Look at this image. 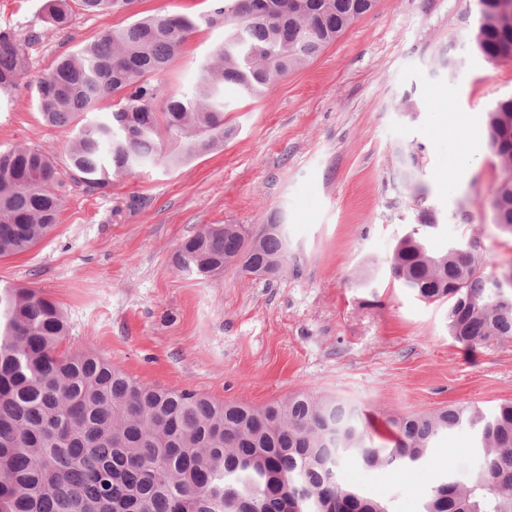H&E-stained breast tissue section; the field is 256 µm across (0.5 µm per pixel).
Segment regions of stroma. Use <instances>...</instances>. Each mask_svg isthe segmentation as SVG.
<instances>
[{
    "instance_id": "obj_1",
    "label": "stroma",
    "mask_w": 512,
    "mask_h": 512,
    "mask_svg": "<svg viewBox=\"0 0 512 512\" xmlns=\"http://www.w3.org/2000/svg\"><path fill=\"white\" fill-rule=\"evenodd\" d=\"M43 2L0 0V31L27 58L17 86L0 94V149L51 153L63 204L49 236L0 258V281L60 306L71 325L63 350L95 351L138 382L215 401L341 398L378 426V446L388 443V418L512 400V340L456 343L447 303L419 299L386 263L425 206L438 222L431 252L473 239L487 276L512 267V235L493 222L501 168L485 133L487 113L512 95V61L472 52L463 17L475 0H377L265 94L225 86L222 150L115 177L102 192L75 181L66 135L44 123L36 90L59 56L129 15L78 12L59 31L44 22ZM223 41V27L200 26L157 76L164 94H189ZM446 52L463 65L441 67ZM407 146L419 155L420 204L399 176ZM206 224L287 225V272L270 281L232 268L206 279L181 272L177 246ZM481 463L462 427L419 468L350 460L341 477L392 512H423L433 486L466 484Z\"/></svg>"
}]
</instances>
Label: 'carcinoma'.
<instances>
[{"mask_svg": "<svg viewBox=\"0 0 512 512\" xmlns=\"http://www.w3.org/2000/svg\"><path fill=\"white\" fill-rule=\"evenodd\" d=\"M137 0H45L50 24L75 10L107 14ZM376 0H215L205 17L224 43L201 68L189 97L162 95L154 78L196 32L181 15H131L59 58L38 85L46 124L68 134L71 170L90 191L159 160L179 161L224 145V84L248 95L270 90L371 11ZM475 50L512 60V0H476L464 18ZM26 67L23 45L0 31V91ZM112 112L92 118L99 103ZM488 144L502 176L491 189L496 224L512 235V97L487 115ZM413 178L417 154L399 153ZM50 153L0 150V257L23 253L56 226L61 199ZM436 218L418 224L388 259L392 276L428 301L448 302V334L467 348L512 339V281L485 275L477 245L431 253ZM287 225L208 224L175 254L206 278L231 266L277 278L288 269ZM69 324L58 304L31 288H0V512H390L360 495L338 470L420 464L436 439L475 432L483 465L469 485L432 489L425 512H512V401L490 412L448 406L388 420L394 446L373 445L354 406L296 393L262 407L221 403L187 390L134 381L91 352L60 350ZM346 453L336 455V449Z\"/></svg>", "mask_w": 512, "mask_h": 512, "instance_id": "carcinoma-1", "label": "carcinoma"}]
</instances>
